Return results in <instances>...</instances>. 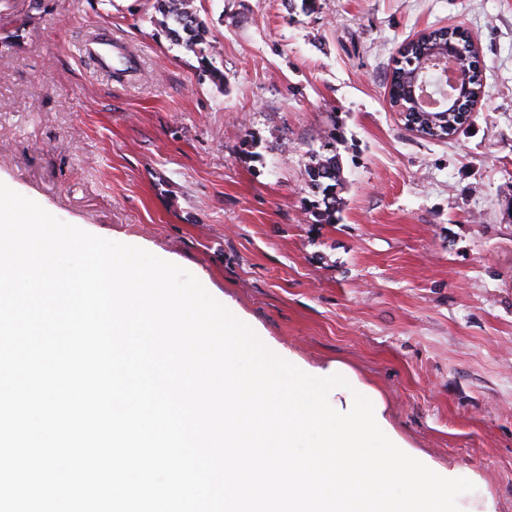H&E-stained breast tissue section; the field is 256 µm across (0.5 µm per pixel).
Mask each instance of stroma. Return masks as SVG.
<instances>
[{"label":"stroma","mask_w":512,"mask_h":512,"mask_svg":"<svg viewBox=\"0 0 512 512\" xmlns=\"http://www.w3.org/2000/svg\"><path fill=\"white\" fill-rule=\"evenodd\" d=\"M154 3L0 0V182L183 267L267 344L346 362L413 447L512 512V0H194L208 65ZM457 24L483 93L427 139L388 76L401 44ZM106 34L130 72L81 53ZM328 141L332 224L305 209ZM327 154L313 152L309 158V163L306 168L308 176V188L310 189L312 196L316 197L317 200L312 204L313 207L324 206L322 213L326 215L325 221L329 224L332 218L336 220V206L340 205V198L337 196L338 188H342L343 178L341 164L339 161L336 150L326 149ZM323 174V178L320 180V185H317L316 176ZM317 205V206H316Z\"/></svg>","instance_id":"stroma-1"}]
</instances>
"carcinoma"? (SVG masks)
<instances>
[{"label":"carcinoma","mask_w":512,"mask_h":512,"mask_svg":"<svg viewBox=\"0 0 512 512\" xmlns=\"http://www.w3.org/2000/svg\"><path fill=\"white\" fill-rule=\"evenodd\" d=\"M156 9L162 15L161 24L167 29L168 35L186 50L201 56L206 61L215 54V47L206 42L205 26L193 7V0H156ZM448 37V45L454 54H461L460 68L468 74L469 87L452 89L463 102L452 108L454 113L468 111L471 97L481 92V81L478 73L480 65L469 50V40L465 32L458 28H434L421 34L404 46L395 59L389 85L390 101L393 104L406 102L410 94L411 75L418 68L421 58L434 48L443 37ZM308 188L315 203L324 206L326 221L336 217V206L340 205L337 189L342 187V170L336 151L327 153L314 152L309 158L306 168Z\"/></svg>","instance_id":"carcinoma-1"}]
</instances>
